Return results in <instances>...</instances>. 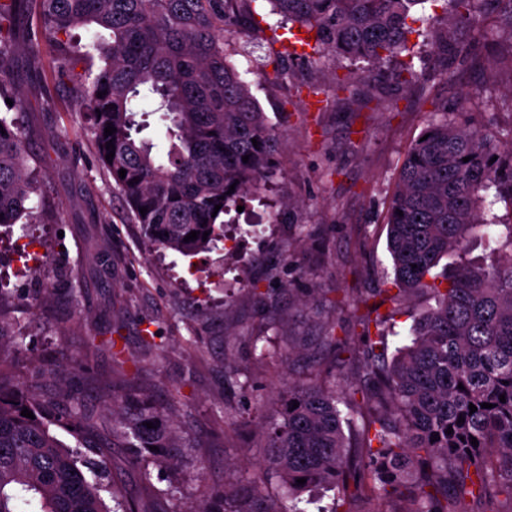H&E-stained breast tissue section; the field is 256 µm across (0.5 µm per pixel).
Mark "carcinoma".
<instances>
[{
	"label": "carcinoma",
	"mask_w": 512,
	"mask_h": 512,
	"mask_svg": "<svg viewBox=\"0 0 512 512\" xmlns=\"http://www.w3.org/2000/svg\"><path fill=\"white\" fill-rule=\"evenodd\" d=\"M29 2L0 0V97L13 101L0 114V224H28L44 206L17 122L26 100L4 80L17 49L16 18ZM37 2L26 42L35 57L44 46L54 53L131 217L160 248L190 255L217 247L230 203L271 173L275 133L224 48L228 19L250 12L256 0ZM269 2L307 34V56L399 58L412 80L424 78L416 61L427 46L466 59L469 48L448 36L475 24V0H443L440 16L416 15L417 7L438 0ZM83 26L111 34L112 41L93 44L103 62L96 74L93 56L77 58L71 45V30ZM144 104L165 122L164 155L137 137ZM110 124L116 132L107 137ZM424 133L428 138H418L404 158L387 210L394 287L373 289L381 300L360 317L362 335L340 337L335 321L325 323L311 340L323 352L312 377L288 382L272 405L259 406L267 440L260 472L225 482L224 492L195 512H306L300 493L312 486L334 492L318 512H350L363 498L404 495L413 499L411 512H460L456 504L467 498L482 502L483 512H512V220L505 224L493 213L500 202L512 209V127L474 123L444 104ZM192 231L197 239L184 241ZM477 236L499 252L495 263L461 261L446 275L434 273L443 257L464 253ZM417 292L431 304L389 359L396 317ZM24 351V337L0 313V512H25L31 504L35 512H149L141 496L116 487L106 503V457L84 438V399L72 390L56 399L22 388L15 360ZM24 409L34 418L22 416ZM112 419L119 425L112 437L134 449L130 464L145 486L150 467L176 469L187 455L179 425L144 395L112 393ZM358 423L359 442L351 448L345 429ZM56 427L99 459L83 463L59 441ZM92 465L90 479L83 468Z\"/></svg>",
	"instance_id": "carcinoma-1"
}]
</instances>
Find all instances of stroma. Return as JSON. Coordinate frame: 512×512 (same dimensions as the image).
I'll list each match as a JSON object with an SVG mask.
<instances>
[{"label":"stroma","instance_id":"obj_1","mask_svg":"<svg viewBox=\"0 0 512 512\" xmlns=\"http://www.w3.org/2000/svg\"><path fill=\"white\" fill-rule=\"evenodd\" d=\"M229 26L232 62L276 134L273 172L238 195L234 224L260 223L258 237L184 257L151 245L132 220L98 160L85 116L59 81L51 53L31 62L20 52L9 70L27 101L22 119L47 190L51 218L17 224L0 241V274L26 350L16 365L22 386L56 396L75 388L91 410L94 433L112 440L104 394L140 389L163 405L193 449L179 477L153 470L154 512H191L219 495L229 475L260 461L257 403L284 377L309 373V358L291 374L253 355L251 339L284 345L285 333L314 335L341 297L366 299L393 274L385 215L404 158L427 127L435 104L472 113L476 122L512 126V76L506 41L496 40L500 7L484 0L465 61L425 55L426 78L393 86L388 67L342 58L294 60L290 78L268 83L285 47L281 17L269 0ZM312 84L337 91L323 109L311 106ZM19 242L40 248L31 273L20 276ZM39 307H31L35 296ZM157 349L143 342L145 326ZM83 360L65 377L37 375L61 356Z\"/></svg>","mask_w":512,"mask_h":512}]
</instances>
